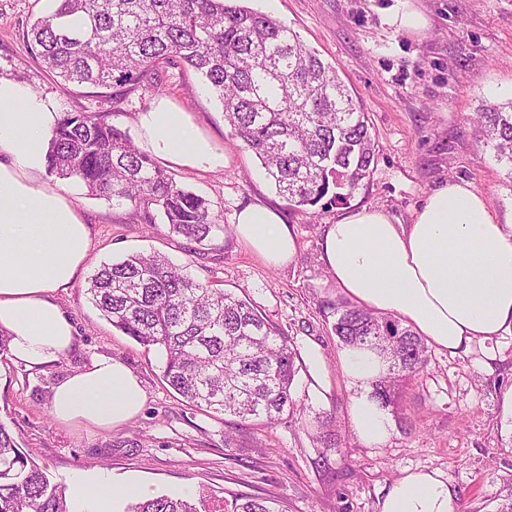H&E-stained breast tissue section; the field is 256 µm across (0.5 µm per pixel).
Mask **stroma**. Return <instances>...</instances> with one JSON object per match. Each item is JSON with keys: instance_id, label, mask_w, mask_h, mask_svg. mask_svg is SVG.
Here are the masks:
<instances>
[{"instance_id": "stroma-1", "label": "stroma", "mask_w": 512, "mask_h": 512, "mask_svg": "<svg viewBox=\"0 0 512 512\" xmlns=\"http://www.w3.org/2000/svg\"><path fill=\"white\" fill-rule=\"evenodd\" d=\"M427 17L418 32L391 19L398 0H251L281 21L334 66L368 116L377 161L348 204L299 210L267 180L241 147L215 97L190 69L170 70L163 91L139 87L121 99L111 90L78 87L52 76L29 51L23 31L52 11V0H0V74L54 99L63 112H113V121L140 142V113L162 100L187 112L219 143L227 164L213 171L173 167L177 184L206 196L223 231L190 252L167 224L148 227L139 212L116 208L67 180L89 226L91 255L76 282L55 292L79 330L58 362L31 369L0 355V422L50 479L70 484L80 472L134 482L145 495L193 491L199 512H232L237 496L271 498L278 512H379L391 484L407 470L443 471L453 512H494L512 496V335L449 355L431 350L420 376L406 386L398 416L411 433L393 428L384 446L369 448L347 417L353 392L340 371V347L319 312L344 293L320 260L325 225L361 209H378L393 223H410L430 191L452 180L483 192L497 218L512 221V172L476 136L484 105L512 99V0H413ZM249 203L271 206L298 242L293 262L274 268L233 235L235 216ZM158 252L198 280L246 298L292 339L318 343L329 361L331 391L318 395L307 365L292 387L293 415L269 427L238 426L232 417L181 402L162 378L160 352L118 332L87 294L105 262ZM119 359L145 392L139 414L117 429L57 423L48 412L53 385L91 359ZM335 416L338 445L323 447L316 419ZM235 441L225 446V432Z\"/></svg>"}]
</instances>
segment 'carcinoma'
Returning <instances> with one entry per match:
<instances>
[{
	"label": "carcinoma",
	"instance_id": "1",
	"mask_svg": "<svg viewBox=\"0 0 512 512\" xmlns=\"http://www.w3.org/2000/svg\"><path fill=\"white\" fill-rule=\"evenodd\" d=\"M23 38L49 72L76 86L159 91L169 68L189 67L216 96L224 120L260 161L279 195L295 208L345 205L370 177L376 140L368 117L336 68L296 32L230 0H55ZM111 112H63L48 140L50 174L77 178L114 207L131 206L196 246L224 230L205 197L178 186L141 151ZM480 138L512 173V100L478 113ZM91 303L116 330L164 357L162 378L187 404L272 426L294 407L297 352L288 334L254 305L192 277L158 253L104 263L89 279ZM341 347L380 354L375 383L382 407L428 363L425 337L353 302L321 304ZM331 419L319 439L338 446ZM0 512H78L66 487L18 450L0 422ZM126 512H198L194 501L134 497ZM233 512H274L265 498Z\"/></svg>",
	"mask_w": 512,
	"mask_h": 512
}]
</instances>
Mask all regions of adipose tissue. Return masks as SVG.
<instances>
[{
  "label": "adipose tissue",
  "mask_w": 512,
  "mask_h": 512,
  "mask_svg": "<svg viewBox=\"0 0 512 512\" xmlns=\"http://www.w3.org/2000/svg\"><path fill=\"white\" fill-rule=\"evenodd\" d=\"M58 117L51 99L0 75V331L10 357L32 368L57 362L74 345V326L52 294L74 281L90 250L89 228L67 189L43 179L45 145ZM140 127L144 147L178 166L213 171L227 161L187 113L167 105L142 113ZM234 234L274 267L297 254L288 225L261 204L239 212ZM320 259L354 303L403 319L448 354L512 332V224L498 222L472 184H441L409 224L392 223L376 209L344 216L325 226ZM339 365L354 392V435L382 446L392 425L372 392L385 361L374 351L346 348ZM143 400L137 375L103 356L60 379L48 408L61 424L113 429L136 417ZM75 490L85 512H112L115 500L140 488L84 475ZM381 512H452L443 473L405 472Z\"/></svg>",
  "instance_id": "ef3b65f1"
}]
</instances>
